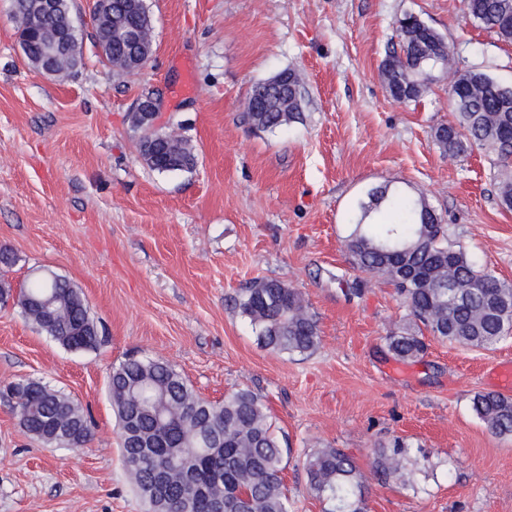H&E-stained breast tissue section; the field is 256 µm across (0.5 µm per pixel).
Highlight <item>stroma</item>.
I'll use <instances>...</instances> for the list:
<instances>
[{
  "label": "stroma",
  "mask_w": 512,
  "mask_h": 512,
  "mask_svg": "<svg viewBox=\"0 0 512 512\" xmlns=\"http://www.w3.org/2000/svg\"><path fill=\"white\" fill-rule=\"evenodd\" d=\"M90 0L81 65L57 77L23 58L11 0H0V280L20 289L47 269L81 289L102 342L71 351L0 306V388L21 379L75 399L92 420L82 448L27 435L0 398V512H144L123 461L108 380L129 357L169 361L202 397L260 395L290 454L291 512H322L304 458L331 446L369 474L374 448L401 437L413 486L368 481L369 512H512V438L471 410L498 390L512 337L484 350L428 339L424 357L391 358L404 311L392 286L344 250L356 204L390 183L423 194L479 268L512 283V211L481 149L449 155L434 133L456 121L450 75L416 101L388 94L380 66L399 51L395 22L418 15L458 68L512 85V43L478 26L463 0H146L155 53L126 76L95 47ZM292 68L302 118L259 131L252 87ZM157 126L188 140L191 172L140 159L141 95ZM280 280L302 295L320 334L291 356L258 345L238 307L243 288Z\"/></svg>",
  "instance_id": "1"
}]
</instances>
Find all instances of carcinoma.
Masks as SVG:
<instances>
[{"instance_id": "cac0c4a2", "label": "carcinoma", "mask_w": 512, "mask_h": 512, "mask_svg": "<svg viewBox=\"0 0 512 512\" xmlns=\"http://www.w3.org/2000/svg\"><path fill=\"white\" fill-rule=\"evenodd\" d=\"M467 14L505 42H512V0H464ZM401 52L381 64L390 96L414 101L428 92L433 72L451 65L448 43L417 15L397 20ZM449 96L457 124L436 129V141L452 155L474 146L488 149L501 169L500 200L512 210V85L478 68L456 71ZM277 76L288 81V97L271 87L249 97L247 120L273 131L301 116L300 77L293 69ZM197 155L186 141L168 144L160 158L144 156L153 170L190 172ZM357 270L394 286L406 311L387 336L391 357L412 363L427 351L423 332L463 347L489 349L512 332V284L475 266L463 247L449 241L448 225L421 194L386 183L358 203L354 228L344 241ZM16 298L25 320L38 332L75 350L101 341L82 292L70 281L45 272L13 295L0 282V303ZM238 306L269 350L304 356L320 344L317 321L300 294L276 279L247 288ZM109 389L120 427L124 462L148 512H289L284 453L267 407L253 391L240 388L220 402L201 397L169 362L128 358L112 368ZM24 430L48 446L55 430L69 429L80 445L91 439L90 421L68 396L23 379L10 391ZM472 410L486 427L512 436V398L497 392L476 394ZM68 446V443L61 444ZM400 440L373 452L379 480L411 482ZM309 492L325 503L324 512H368L367 479L354 457L341 448H316L306 455Z\"/></svg>"}]
</instances>
